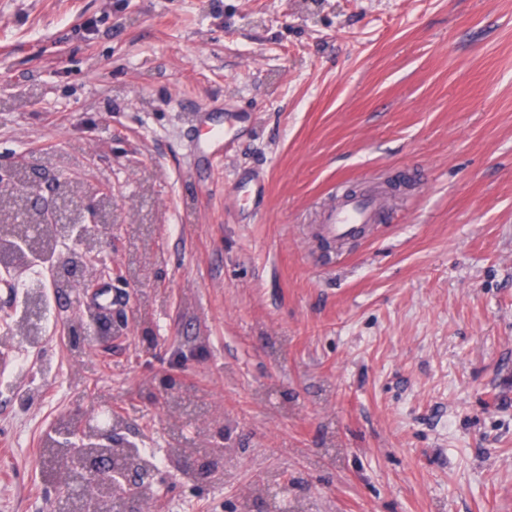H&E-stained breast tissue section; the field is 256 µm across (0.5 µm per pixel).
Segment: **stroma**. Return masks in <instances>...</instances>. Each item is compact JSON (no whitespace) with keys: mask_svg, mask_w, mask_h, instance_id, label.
Segmentation results:
<instances>
[{"mask_svg":"<svg viewBox=\"0 0 512 512\" xmlns=\"http://www.w3.org/2000/svg\"><path fill=\"white\" fill-rule=\"evenodd\" d=\"M0 168V223L95 206L120 268L0 322V512H73L79 409L153 449L159 512H512V0H0ZM381 221L382 216L372 200L346 195L336 208L327 214L321 231L326 238L341 241L360 236L365 224H376Z\"/></svg>","mask_w":512,"mask_h":512,"instance_id":"stroma-1","label":"stroma"}]
</instances>
